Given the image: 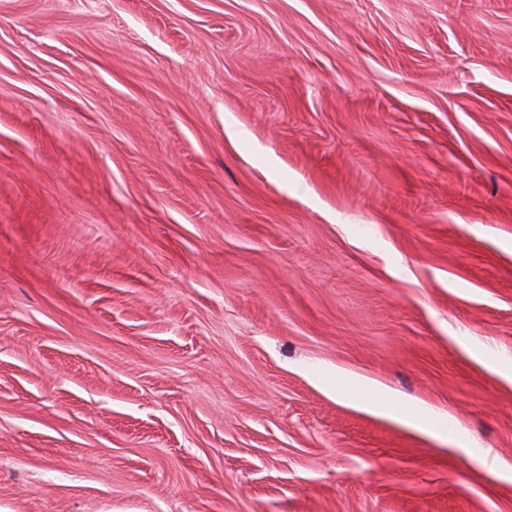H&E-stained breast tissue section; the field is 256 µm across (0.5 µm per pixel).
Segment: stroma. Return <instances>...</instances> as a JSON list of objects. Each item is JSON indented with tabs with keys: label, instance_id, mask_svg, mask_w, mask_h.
<instances>
[{
	"label": "stroma",
	"instance_id": "obj_1",
	"mask_svg": "<svg viewBox=\"0 0 512 512\" xmlns=\"http://www.w3.org/2000/svg\"><path fill=\"white\" fill-rule=\"evenodd\" d=\"M0 512H512V0H0ZM365 389L364 396L361 399L363 405L369 410L384 415H395L404 422L422 429L430 431H443L444 427L436 423L434 417L423 409L415 410H398L394 406L392 400L387 394L382 393L377 389H370L360 384Z\"/></svg>",
	"mask_w": 512,
	"mask_h": 512
}]
</instances>
